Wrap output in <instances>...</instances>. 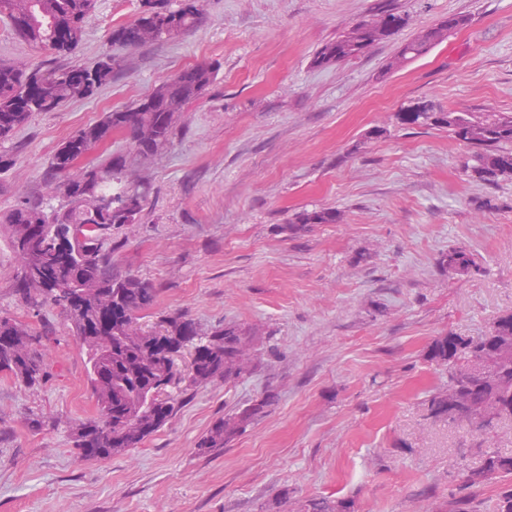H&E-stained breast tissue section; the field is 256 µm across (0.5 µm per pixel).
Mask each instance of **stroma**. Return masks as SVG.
Listing matches in <instances>:
<instances>
[{
	"label": "stroma",
	"instance_id": "stroma-1",
	"mask_svg": "<svg viewBox=\"0 0 512 512\" xmlns=\"http://www.w3.org/2000/svg\"><path fill=\"white\" fill-rule=\"evenodd\" d=\"M388 3L408 17L395 36L341 64L315 53ZM191 33L138 48L111 40L141 0H96L69 62L105 55L121 69L87 99L37 112L0 154V216L40 198L65 205L50 163L104 113L131 106L189 67L219 64L154 155L122 134L88 161L123 162L146 187L135 224L112 232V261L159 290L142 320L183 313L202 334L252 328L253 371L174 391L176 411L138 447L87 460L72 435L99 416L87 351L66 318L14 293L18 266L0 225V314L47 332L43 384L0 372V512H287L286 500L351 498L358 512H496L500 483L473 486L481 449L512 453V422L486 432L429 417L446 382L435 337H475L512 311V180L462 167L470 149L395 115L418 99L444 109L512 113V0H200ZM469 24L402 67L389 64L422 29ZM50 56L0 17V64ZM374 127L381 138L356 144ZM336 209L334 224L290 233L294 214ZM465 249L468 271L438 265ZM266 414L224 448L199 453L217 419L267 394Z\"/></svg>",
	"mask_w": 512,
	"mask_h": 512
}]
</instances>
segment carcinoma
Here are the masks:
<instances>
[{"mask_svg":"<svg viewBox=\"0 0 512 512\" xmlns=\"http://www.w3.org/2000/svg\"><path fill=\"white\" fill-rule=\"evenodd\" d=\"M95 0H0V11L28 12L26 27L16 29L19 36L60 55L72 53L81 41L86 20ZM376 17H386L397 29L407 25V17L388 5L378 8ZM63 18L72 25L74 37L68 44L52 42L54 22ZM151 21L158 28L156 40L167 38L171 25L187 34L200 23L197 11L186 4L175 10L160 6ZM377 33L350 27L314 56L316 65L341 63L362 55L352 40L365 42ZM112 41L127 47H140L133 36V23L112 28ZM444 38L440 30L415 36L403 48V57L412 60L425 55ZM120 61L106 56L85 68L91 81L84 87L67 82L72 66L56 65L35 69L0 65V141L25 125L36 112H52L66 102L83 100L109 83ZM217 68L200 64L184 70L180 76L158 87L151 96L123 110L104 113L102 119L88 125L61 144L54 154L52 168L58 183L56 190L68 200L59 209H46L41 201L25 202L5 216L11 244L18 259L17 279L22 282L33 274L36 264L25 252L24 234L34 225L45 229L38 243L40 261L59 257L56 274L48 287L31 281L22 289L30 305L50 303L62 311L88 354L87 379L97 398L100 420L84 426L77 434L76 447L99 448L100 457L136 448L162 427L175 407L170 390L179 385L188 390L216 378L226 382L250 371L241 361L251 359L256 336L251 329L236 323L202 335L191 319L177 315L165 320L160 329L145 330L139 324L142 313L156 301L157 289L132 272L114 270L112 251L103 249L112 239V228L128 223V212L141 213L143 196L135 189L112 187L114 163L101 167L88 164L70 175L76 146L91 149L113 132L129 135L143 155H152L167 144L184 106L202 95L216 80ZM463 112L444 110L431 101H421L406 112L396 114L398 123L408 128H441L448 136L459 138V125L448 116ZM482 113L472 115L469 144L472 154L465 169L480 180L493 183L512 175V113H495L493 126L481 124ZM112 199V208L102 209L104 199ZM340 214L332 208L302 210L289 220L291 232L305 231L313 224H334ZM453 261L464 271L472 266L469 255L454 249L441 254L439 264L446 268ZM109 300L129 316L126 332L118 337L91 338L81 335L83 322L95 312V301ZM42 335L31 334L8 315H0V372H8L27 386L43 381L45 367L36 346ZM512 340V313L500 316L489 334L476 339L438 336L429 347L431 360L448 367V383L437 388L427 400L431 417L453 424L472 426L473 420L488 406L497 407V418H512V361L496 364L495 373L471 371L476 360L493 357L500 342ZM271 405L267 397L233 415L215 421L198 442V450L211 453L224 447L239 431L266 413ZM482 466L467 476L474 486L512 477V455L491 449L480 450ZM293 512H355L349 499H312L290 503Z\"/></svg>","mask_w":512,"mask_h":512,"instance_id":"carcinoma-1","label":"carcinoma"}]
</instances>
